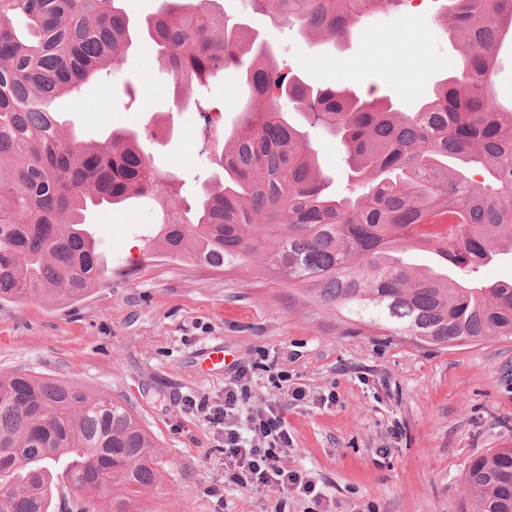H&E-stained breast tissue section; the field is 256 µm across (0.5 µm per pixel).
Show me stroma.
Listing matches in <instances>:
<instances>
[{
  "mask_svg": "<svg viewBox=\"0 0 512 512\" xmlns=\"http://www.w3.org/2000/svg\"><path fill=\"white\" fill-rule=\"evenodd\" d=\"M437 8L436 0H411L400 16H371L332 67L286 27L259 14L246 21L303 80L366 98L392 94L411 112L439 80L438 62L461 50ZM125 59L134 96L111 76L90 80L78 96L56 101L60 133L101 140L116 128L155 130V165L181 175V203L194 204L197 179L223 174L216 161L237 123L238 77L212 81L208 94L224 112L207 127L167 98L168 74L136 53ZM89 220L112 260L111 279L74 305L0 303V373L72 379L124 399L163 458L161 483L144 496L147 512H275L277 491L225 481L221 443L183 406L189 396L222 402L233 369L261 360L271 368L254 375L256 400L307 394L288 407L285 462L324 487L332 512H473L471 461L512 448V339L439 349L358 336L269 276L260 259L216 272L154 250L151 200L99 207ZM209 349L224 364L204 360Z\"/></svg>",
  "mask_w": 512,
  "mask_h": 512,
  "instance_id": "stroma-1",
  "label": "stroma"
}]
</instances>
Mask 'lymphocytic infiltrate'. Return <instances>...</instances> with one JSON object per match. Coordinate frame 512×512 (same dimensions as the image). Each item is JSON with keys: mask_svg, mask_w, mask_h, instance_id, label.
Instances as JSON below:
<instances>
[{"mask_svg": "<svg viewBox=\"0 0 512 512\" xmlns=\"http://www.w3.org/2000/svg\"><path fill=\"white\" fill-rule=\"evenodd\" d=\"M253 367L242 365L224 384L222 403L208 397L186 399L188 409L200 413L224 445V473L242 487L263 491L277 489L281 497L303 496L306 512H327L323 488L307 474L288 469L281 461L292 444L286 406L273 398L252 406Z\"/></svg>", "mask_w": 512, "mask_h": 512, "instance_id": "lymphocytic-infiltrate-1", "label": "lymphocytic infiltrate"}]
</instances>
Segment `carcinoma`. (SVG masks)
<instances>
[{
  "instance_id": "obj_1",
  "label": "carcinoma",
  "mask_w": 512,
  "mask_h": 512,
  "mask_svg": "<svg viewBox=\"0 0 512 512\" xmlns=\"http://www.w3.org/2000/svg\"><path fill=\"white\" fill-rule=\"evenodd\" d=\"M119 0H0V302L76 304L105 283L94 207L149 197L163 209L155 236L169 257L216 271L253 256L307 298L373 331L440 348L512 338V283L480 269L512 249V109L497 106L495 61L512 0H447L438 21L462 60L415 112L362 100L282 72L271 50L217 0H161L141 29ZM408 0H243L244 11L344 43L375 13ZM24 16L28 36L10 25ZM173 78V92L235 68L245 86L240 131L224 142V178L189 209L180 179L163 175L140 134L63 138L52 104L103 71L122 70L137 32ZM339 139L351 180L330 191L308 132ZM481 179H476V176ZM430 249L439 269L404 255ZM132 512L161 482L159 450L125 402L25 371L0 375V512ZM475 512H512V448L474 459Z\"/></svg>"
}]
</instances>
